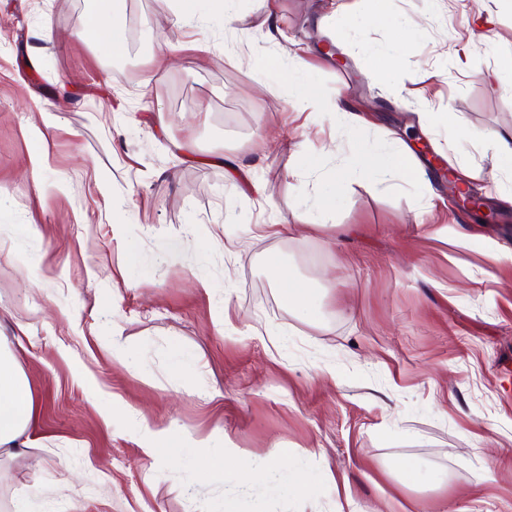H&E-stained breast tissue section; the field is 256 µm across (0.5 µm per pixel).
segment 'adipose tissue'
Returning a JSON list of instances; mask_svg holds the SVG:
<instances>
[{"instance_id":"ef3b65f1","label":"adipose tissue","mask_w":512,"mask_h":512,"mask_svg":"<svg viewBox=\"0 0 512 512\" xmlns=\"http://www.w3.org/2000/svg\"><path fill=\"white\" fill-rule=\"evenodd\" d=\"M372 175L380 182H422L423 173L412 154L384 147L355 146L348 166L336 173L337 180L351 173ZM269 275L280 286L282 302L303 315L314 308V291L306 284L288 277L279 259L268 260ZM33 398L28 381L7 354L0 352V446L18 439L32 417Z\"/></svg>"}]
</instances>
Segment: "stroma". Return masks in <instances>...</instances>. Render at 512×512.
Masks as SVG:
<instances>
[{"label":"stroma","instance_id":"stroma-1","mask_svg":"<svg viewBox=\"0 0 512 512\" xmlns=\"http://www.w3.org/2000/svg\"><path fill=\"white\" fill-rule=\"evenodd\" d=\"M484 4L275 0L267 25L232 0L228 28L207 0L189 25L178 0H115V50L86 29L93 0H0V350L35 399L0 451V512L64 478L43 512H512V168L483 141L512 131V0ZM366 12L382 22H338ZM301 84L360 113L359 141L413 152L432 195L357 176L307 226L350 142L293 108ZM322 142L308 165L299 145ZM272 257L315 317L281 302ZM145 423L223 439V469L148 457ZM276 446L306 493L241 477L233 450ZM365 69L371 74L376 83L387 84L394 69V60L379 52H372L363 57Z\"/></svg>","mask_w":512,"mask_h":512}]
</instances>
